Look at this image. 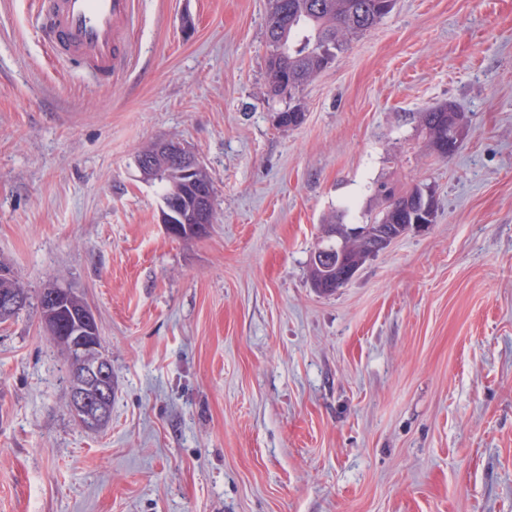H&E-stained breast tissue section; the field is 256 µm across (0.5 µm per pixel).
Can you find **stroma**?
Masks as SVG:
<instances>
[{"label":"stroma","mask_w":512,"mask_h":512,"mask_svg":"<svg viewBox=\"0 0 512 512\" xmlns=\"http://www.w3.org/2000/svg\"><path fill=\"white\" fill-rule=\"evenodd\" d=\"M268 0H139L90 87L0 0V260L93 309L112 417L79 425L37 305L0 324V512H512V0H396L273 123ZM470 131L448 160L418 126ZM194 148L215 221L178 239L135 157ZM433 224L312 288L379 184ZM448 112H455L451 115V136L453 140H448V146L446 144L438 143L443 137L448 138ZM424 114L427 116V122L422 126V131L425 134L428 145L432 148L433 145H437L434 148L438 157L447 160L450 159L457 150L453 153H448V150L452 147L456 149L460 136L463 133L464 126L466 124V117L463 112H460L453 103H448L440 106L428 108ZM448 148V150H446ZM446 150L444 153H440ZM440 153V154H438ZM359 231L357 229H352L347 227L345 224H332L327 225L325 230V237L334 236L337 240L341 242L340 246V256L339 261L336 265V258H334V263L332 266L330 264H325V270L320 268H314L313 260L320 266L319 258L326 262L329 251L324 248H319L315 251L313 255V260H310L309 264V279L311 281V285L313 288H316L318 291L323 293H330L336 291V288H340L343 284L337 285L335 284L332 288H319L320 283L328 280L336 281V271L340 268L341 272L339 273L340 279L345 282H349L353 279L360 269V265L358 263L346 262L343 259V254L349 250V245L353 240H357ZM336 239H331L329 243V247L334 250L336 255V248L339 247V243L336 242ZM319 256V258H318ZM342 263L343 266H342Z\"/></svg>","instance_id":"obj_1"}]
</instances>
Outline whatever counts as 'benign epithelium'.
<instances>
[{"mask_svg":"<svg viewBox=\"0 0 512 512\" xmlns=\"http://www.w3.org/2000/svg\"><path fill=\"white\" fill-rule=\"evenodd\" d=\"M466 117L461 112L451 115V136L448 144H438L435 151L440 153L447 148H455L463 133ZM176 151L180 162L177 173L176 193L194 194V216L197 224L192 226L195 232H203L211 224V200L199 186L202 163L196 152L187 144L170 147L160 142L152 147L148 154V166L158 169L157 162L167 161L171 151ZM183 219L178 206L168 205L160 215L161 224L170 236L182 234L179 221ZM359 231L344 224L326 226L325 236H334L341 242L340 251L349 250L350 243L358 238ZM55 288L43 291V323L52 340L68 354L71 362V383L69 387L68 408L73 418L84 428L99 430L110 420L112 398V361L99 345L96 338L97 319L92 308L69 295L71 304L78 308L76 324L72 325L60 319V304L64 298ZM20 295L12 288L0 290V320L8 321L15 317L20 308Z\"/></svg>","mask_w":512,"mask_h":512,"instance_id":"7a95c632","label":"benign epithelium"}]
</instances>
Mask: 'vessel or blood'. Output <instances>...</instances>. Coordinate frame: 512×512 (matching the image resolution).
Here are the masks:
<instances>
[{
	"label": "vessel or blood",
	"mask_w": 512,
	"mask_h": 512,
	"mask_svg": "<svg viewBox=\"0 0 512 512\" xmlns=\"http://www.w3.org/2000/svg\"><path fill=\"white\" fill-rule=\"evenodd\" d=\"M43 38L58 59L74 62L98 88L126 65L122 35L137 20L135 0H33Z\"/></svg>",
	"instance_id": "obj_1"
}]
</instances>
